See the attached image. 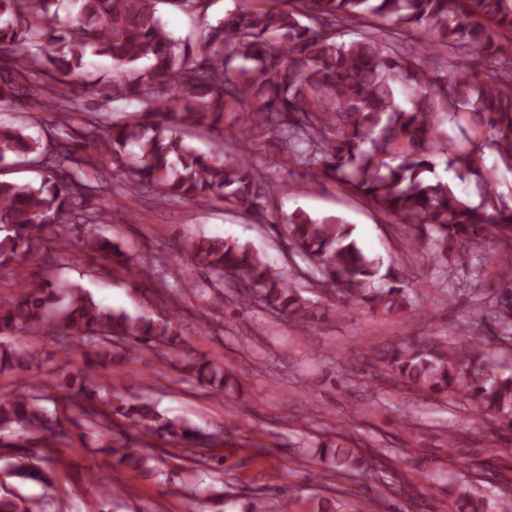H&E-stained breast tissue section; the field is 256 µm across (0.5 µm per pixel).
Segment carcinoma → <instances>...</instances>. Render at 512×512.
Wrapping results in <instances>:
<instances>
[{"instance_id":"obj_1","label":"carcinoma","mask_w":512,"mask_h":512,"mask_svg":"<svg viewBox=\"0 0 512 512\" xmlns=\"http://www.w3.org/2000/svg\"><path fill=\"white\" fill-rule=\"evenodd\" d=\"M78 20L61 22L54 0H0V107L19 96L30 111L52 112L54 126L33 137L27 125L0 122V162L40 171L37 185L0 179V269L30 267L33 280L0 295V335L42 336L67 342L83 366L60 375H34L0 398V447L22 452L15 474L51 484L43 458L27 448L84 444L96 438L116 463L159 476L137 445L168 439L199 463L222 441L160 412L156 404L99 383L94 373L114 361L133 363L141 349L160 353L179 336L184 296L200 297L204 284L186 259L203 263L210 277L268 316L304 322L309 299L294 281L248 243L234 238L196 240L177 254L134 264L105 235L112 222L102 197L105 165L117 183H147L168 202L198 206L214 199L250 216H262L273 192L297 191L262 181L250 150L274 134L288 167L332 179L404 230L406 251L427 254L445 274L472 269L466 287L480 295L483 315L457 323V335L369 349L373 381L398 378L436 398L459 396L474 415L512 432V371L494 372L490 351L512 346V193L498 191L499 171H512V0H242L195 44L166 29L159 5L166 0H78ZM349 30L356 38L341 40ZM421 33L419 49L403 35ZM54 45V52L46 50ZM112 61L119 72L101 86L103 104L86 108L75 79L87 53ZM47 74L60 84L43 97ZM138 103L133 116L112 119L110 103ZM257 101L251 123L234 113ZM80 113L81 139L66 133ZM224 134L219 147L201 153L182 137L183 126ZM444 165L476 186L471 202L436 175ZM287 250L308 269L307 286L345 307L375 311L410 305L403 270L366 254L342 218L296 209L281 224ZM492 239L495 250L483 244ZM149 291L145 310L129 314L97 303L80 283H58L56 261L71 248ZM495 266L503 288L485 295L481 271ZM41 368L40 351L0 344V373ZM175 368L215 396L234 398L235 373L207 358ZM60 388V397L48 388ZM63 401L66 413L45 402ZM118 415L137 432L114 423ZM385 450L369 454L347 435L316 438L305 459L341 476L376 470ZM452 512H512V487L493 503L448 488ZM19 496H0V512H36Z\"/></svg>"}]
</instances>
